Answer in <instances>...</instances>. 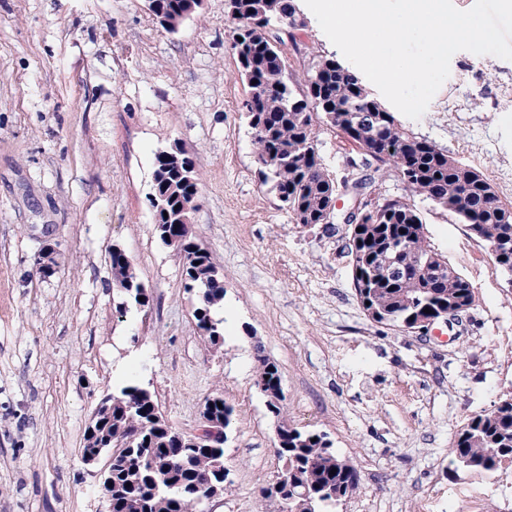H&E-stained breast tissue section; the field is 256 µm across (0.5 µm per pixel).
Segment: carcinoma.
<instances>
[{
	"instance_id": "cac0c4a2",
	"label": "carcinoma",
	"mask_w": 512,
	"mask_h": 512,
	"mask_svg": "<svg viewBox=\"0 0 512 512\" xmlns=\"http://www.w3.org/2000/svg\"><path fill=\"white\" fill-rule=\"evenodd\" d=\"M180 0H159L154 15L161 25L174 21ZM239 35L233 46L241 74L250 89L247 103L254 130L259 174L291 213L309 214L321 223L326 198L340 189L323 167L316 150L312 113L314 102L321 121L340 133L355 124L359 132L351 142L375 177L394 171L404 191L422 196L437 208L453 214L493 255L512 283V201L499 196L489 180L448 152L417 138L373 96L349 67L334 58H320L304 83L286 74L281 50L267 36V28L283 25L296 14L292 0H237ZM199 192L197 176L183 181L167 158L155 157L152 195L163 196L167 213L194 202ZM376 218L359 225L347 236L356 297L368 319L398 330L419 318L466 311L474 306L475 292L427 240L423 219L416 208L400 198L378 197ZM159 223L182 239L188 283L209 282L194 310L197 327L208 340L220 343L224 320L215 318L224 305V285L213 281L215 265L208 250L179 225ZM408 241L415 250L396 252ZM114 282L138 281L131 261L111 252ZM222 406H217V403ZM206 406L216 419L229 423L234 409L215 395ZM161 414L156 396L141 393L131 382L112 395V406L99 412V426L85 430L81 452L101 448L116 433L135 436L131 447L112 458V512H195L193 492L216 478V465L224 448H197L179 462L170 425L156 422ZM288 472L278 492L262 489L266 512H283L287 498H295L299 512H333L336 505L359 489L360 473L336 454L326 435L288 425V437L277 446ZM454 471L493 477L512 464V393L494 407L471 416L448 449Z\"/></svg>"
}]
</instances>
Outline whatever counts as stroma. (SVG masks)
I'll return each instance as SVG.
<instances>
[{
	"label": "stroma",
	"instance_id": "obj_1",
	"mask_svg": "<svg viewBox=\"0 0 512 512\" xmlns=\"http://www.w3.org/2000/svg\"><path fill=\"white\" fill-rule=\"evenodd\" d=\"M300 12L305 27L268 34L302 81L342 54ZM233 30L225 0H205L174 33L146 0H0V512H106L80 448L101 398L131 381L180 431L197 428L213 394L233 405L229 481L211 512H262L282 421L327 434L358 469L336 512H512V466L488 479L452 473L448 459L468 418L512 391V286L465 225L415 196L476 303L425 336L372 323L344 229L296 223L259 179ZM401 123L512 200V60L455 53L424 115ZM314 131L342 181L352 145ZM176 144L199 178L192 233L224 281L217 346L149 202L155 156ZM47 246L57 269L45 279L35 260ZM116 246L149 307L113 281ZM259 353L281 376L278 416L256 384Z\"/></svg>",
	"mask_w": 512,
	"mask_h": 512
}]
</instances>
